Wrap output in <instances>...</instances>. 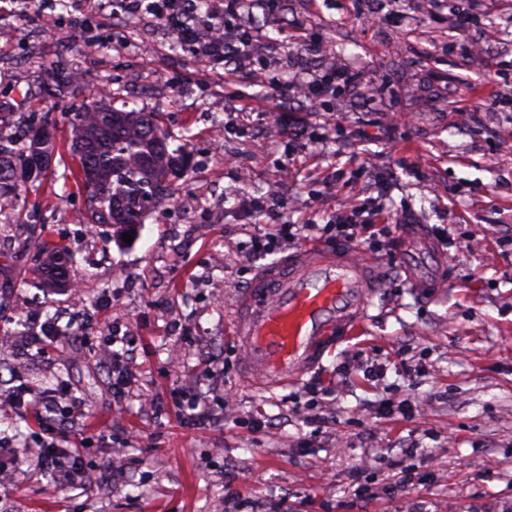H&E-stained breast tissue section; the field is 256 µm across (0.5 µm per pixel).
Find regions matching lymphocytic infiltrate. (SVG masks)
Returning <instances> with one entry per match:
<instances>
[{
    "instance_id": "lymphocytic-infiltrate-1",
    "label": "lymphocytic infiltrate",
    "mask_w": 512,
    "mask_h": 512,
    "mask_svg": "<svg viewBox=\"0 0 512 512\" xmlns=\"http://www.w3.org/2000/svg\"><path fill=\"white\" fill-rule=\"evenodd\" d=\"M93 12H111L113 18L132 16L144 24L171 33L176 42L206 71L223 73L239 83L259 87V100L273 111H287L291 104L319 94L354 89L357 73L336 67L309 70L307 78L285 79L276 62L258 49L257 32L252 26L255 14L273 15L284 0H87ZM412 213L390 215L384 211L366 212L352 204L337 213L332 225L337 240L357 242L358 230H373L377 224L413 223ZM20 415L36 412L48 428L36 464L47 470L58 485L82 483L86 475L77 450L65 448L68 431L76 430L84 406L70 393L33 395L27 402L11 401Z\"/></svg>"
}]
</instances>
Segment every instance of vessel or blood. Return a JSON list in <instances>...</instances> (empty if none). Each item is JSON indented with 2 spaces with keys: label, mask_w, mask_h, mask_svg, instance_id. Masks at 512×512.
I'll return each instance as SVG.
<instances>
[{
  "label": "vessel or blood",
  "mask_w": 512,
  "mask_h": 512,
  "mask_svg": "<svg viewBox=\"0 0 512 512\" xmlns=\"http://www.w3.org/2000/svg\"><path fill=\"white\" fill-rule=\"evenodd\" d=\"M404 239L398 259L412 288L437 298L449 276L444 253L420 226L408 227ZM380 285L376 261L352 246L310 245L262 268L234 308L249 381H298L339 332L362 324L365 305Z\"/></svg>",
  "instance_id": "1"
}]
</instances>
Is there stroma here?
<instances>
[{
    "mask_svg": "<svg viewBox=\"0 0 512 512\" xmlns=\"http://www.w3.org/2000/svg\"><path fill=\"white\" fill-rule=\"evenodd\" d=\"M465 6L288 0L287 18L265 31L282 70L295 72L289 37L300 24L337 66L363 75L339 98L302 103L298 116L330 112L340 124L335 140L315 145L282 139L277 115L225 111L223 77L137 19L104 29L119 45L87 58L72 50L85 11L52 38L0 14V123L35 103L56 121L47 181L0 206V257L13 256L10 240L31 225L47 226L76 258L70 277L94 325L62 347H25L30 307L52 314L73 296L33 287L27 264L0 276V399L63 384L90 426L87 439L70 440L89 474L79 489L31 464L37 434L25 431L0 512H512V107L485 100L512 90V0H485L474 55L459 49ZM61 60L85 87L59 103L41 86ZM100 84L115 106L157 113L171 147L191 156L175 205L136 225L129 243L112 227L87 229L88 197L63 176L69 115L98 102ZM217 123L220 154L209 145ZM288 153L291 169L280 171ZM275 183L297 240L257 254L254 237L273 228L251 202ZM351 199L445 230L449 283L439 299L422 298L391 260L388 236L361 244L384 281L357 337L338 338L295 384H247L231 339L238 295L260 268L317 243ZM114 336L136 339L122 395L112 390ZM198 395L213 415L200 428L179 417ZM403 400L412 418L382 413ZM404 471L409 490L389 495Z\"/></svg>",
    "mask_w": 512,
    "mask_h": 512,
    "instance_id": "stroma-1",
    "label": "stroma"
}]
</instances>
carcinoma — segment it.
<instances>
[{
	"instance_id": "carcinoma-1",
	"label": "carcinoma",
	"mask_w": 512,
	"mask_h": 512,
	"mask_svg": "<svg viewBox=\"0 0 512 512\" xmlns=\"http://www.w3.org/2000/svg\"><path fill=\"white\" fill-rule=\"evenodd\" d=\"M48 94L64 97L78 82L60 63L49 74ZM70 149L78 158V180L91 202L88 222L124 230L142 224L173 198L172 183L187 174L188 158L168 150V138L154 112L98 104L69 119ZM53 131L47 116L33 112L21 119L13 137L0 134V200L43 180L52 158ZM30 250L41 255L39 286L52 291L68 287L73 254L34 232Z\"/></svg>"
}]
</instances>
